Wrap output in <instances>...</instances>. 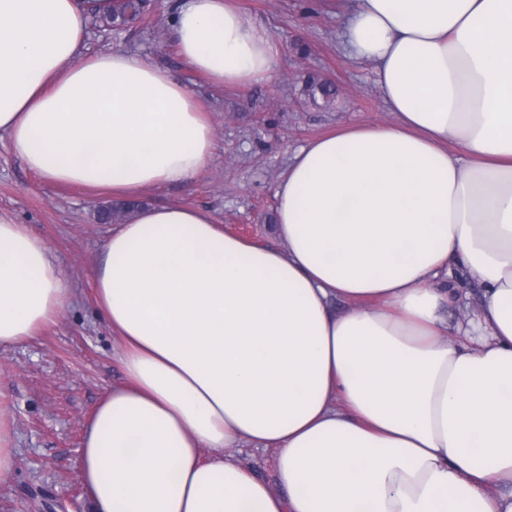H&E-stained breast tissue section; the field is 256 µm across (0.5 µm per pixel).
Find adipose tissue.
Segmentation results:
<instances>
[{
  "label": "adipose tissue",
  "instance_id": "adipose-tissue-1",
  "mask_svg": "<svg viewBox=\"0 0 512 512\" xmlns=\"http://www.w3.org/2000/svg\"><path fill=\"white\" fill-rule=\"evenodd\" d=\"M89 11L112 0H0V131L52 185L190 182L204 107L138 54H84ZM170 24L210 85L276 71L233 0H178ZM342 43L394 120L294 152L280 247L177 203L110 230L92 282L125 380L83 429L95 512H512V0H356ZM455 267L480 287L462 320ZM66 300L45 242L0 218V346ZM242 445L275 451L273 480Z\"/></svg>",
  "mask_w": 512,
  "mask_h": 512
}]
</instances>
